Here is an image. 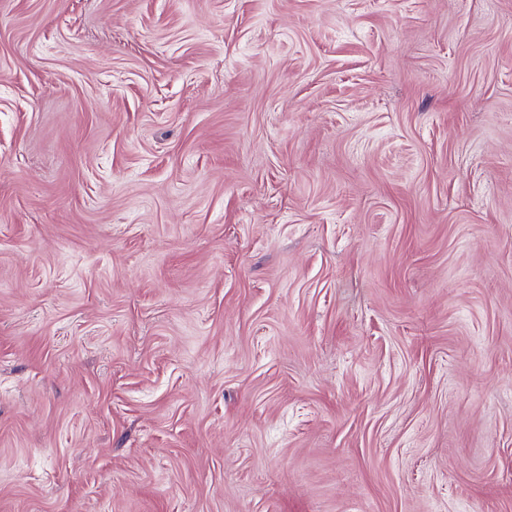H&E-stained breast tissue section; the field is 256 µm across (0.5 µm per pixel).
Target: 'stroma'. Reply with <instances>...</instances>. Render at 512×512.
<instances>
[{
	"mask_svg": "<svg viewBox=\"0 0 512 512\" xmlns=\"http://www.w3.org/2000/svg\"><path fill=\"white\" fill-rule=\"evenodd\" d=\"M0 512H512V0H0Z\"/></svg>",
	"mask_w": 512,
	"mask_h": 512,
	"instance_id": "stroma-1",
	"label": "stroma"
}]
</instances>
